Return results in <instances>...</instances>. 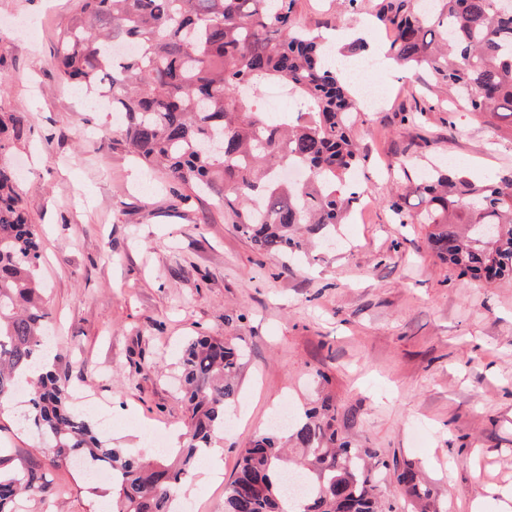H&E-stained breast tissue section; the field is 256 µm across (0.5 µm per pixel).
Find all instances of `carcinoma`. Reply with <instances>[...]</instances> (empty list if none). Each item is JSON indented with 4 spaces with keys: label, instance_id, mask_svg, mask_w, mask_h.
I'll use <instances>...</instances> for the list:
<instances>
[{
    "label": "carcinoma",
    "instance_id": "1",
    "mask_svg": "<svg viewBox=\"0 0 512 512\" xmlns=\"http://www.w3.org/2000/svg\"><path fill=\"white\" fill-rule=\"evenodd\" d=\"M381 0L376 18L392 31L390 53L405 70L428 71L457 90L458 107L512 124V0ZM298 0H81L56 51L60 73L92 96L112 97L123 145L137 163L165 165L180 202L216 182L235 229L260 253L305 254L312 239L344 223L359 194L346 192L361 159L352 134L357 102L351 80L326 61L324 38L300 26ZM270 83L296 102L280 123L263 105ZM30 115L0 114V152L21 140ZM297 165L300 185L279 177ZM401 224L428 228L435 256L487 283L512 284V171L474 181L432 167L406 194L389 196ZM37 225L29 222L16 173L0 163V409L31 390L16 426L35 427L54 463L82 460L116 480L112 512H171L175 487L224 431L244 351L233 338L198 336L180 362L187 406L183 444L174 457L142 461L114 448L72 405L71 375L24 370L46 348L49 312L37 277ZM300 450L307 490L294 499L281 481L288 446ZM372 448L338 438L336 413L304 411L290 434L268 432L240 450L224 485V512H395L380 504ZM35 469L0 470V512L43 489ZM428 512L432 490L411 470L398 474Z\"/></svg>",
    "mask_w": 512,
    "mask_h": 512
}]
</instances>
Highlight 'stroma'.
I'll return each instance as SVG.
<instances>
[{
  "label": "stroma",
  "instance_id": "35a3bbf8",
  "mask_svg": "<svg viewBox=\"0 0 512 512\" xmlns=\"http://www.w3.org/2000/svg\"><path fill=\"white\" fill-rule=\"evenodd\" d=\"M378 0L338 10L336 0H299L301 24L366 36L352 60L358 83L382 90L380 105L354 114L366 212L336 227V243L308 256L258 254L218 207L219 194L179 205L164 173L145 177L120 146L105 110L54 66L58 38L79 0H0V113L31 119L5 159L23 205L41 230V284L55 338L54 363L107 412L114 447L145 459L153 434L181 431L176 390L184 344L198 335L238 336L248 357L224 429L222 482L177 492L200 512H224V483L239 451L281 408L328 402L339 433L388 464L379 488L398 512H417L396 480L414 469L437 512L512 497V285H478L428 250L418 224L399 223L386 196L406 192L388 165L407 154L452 161L483 180L512 169V126L455 110L454 89L388 55ZM432 105L422 126L403 122ZM16 393L0 414V463L47 474L19 512H102L104 483L76 468H51L37 434L17 431Z\"/></svg>",
  "mask_w": 512,
  "mask_h": 512
}]
</instances>
